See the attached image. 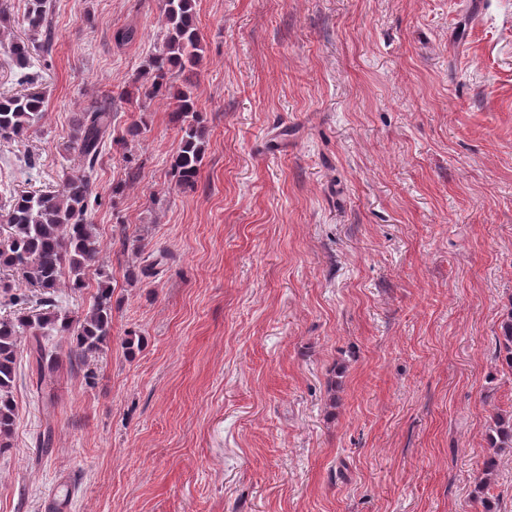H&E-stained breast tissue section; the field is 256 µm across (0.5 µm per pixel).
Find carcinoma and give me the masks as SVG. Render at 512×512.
<instances>
[{"label": "carcinoma", "mask_w": 512, "mask_h": 512, "mask_svg": "<svg viewBox=\"0 0 512 512\" xmlns=\"http://www.w3.org/2000/svg\"><path fill=\"white\" fill-rule=\"evenodd\" d=\"M49 15L48 0H27L24 20L29 31L44 35V41L35 46L17 40L8 47L23 85L34 84L35 77L29 72L34 52L49 49ZM162 22L164 42L159 53L149 59L147 95L163 94L174 105L182 122V136L172 170L180 184L192 186L199 175L208 131L190 90L173 86L171 78L175 71L195 74L202 59L195 0H162ZM44 111V97L39 92L1 96L0 139L19 138L35 129ZM111 133L112 112L103 106L89 107L76 118L69 144L82 158L83 172L67 178L59 190L0 194V223L7 226L6 235L0 237V268L17 272L26 284L45 293L61 286L72 290L84 287L86 271L99 265L102 251L95 225L86 220L88 210L99 199L91 173L107 138L123 146L139 136L140 127L129 126L119 139ZM9 304L16 307L14 314L0 318V453L12 447L17 418L13 391L21 362V339H28L29 358L36 364L38 393L59 369V358L44 337H72L70 353L82 362L112 340V289L105 281L95 303L75 319L62 313L50 298L36 314L27 312L24 293L11 295ZM491 420L490 446L512 448V416L496 413Z\"/></svg>", "instance_id": "carcinoma-1"}]
</instances>
